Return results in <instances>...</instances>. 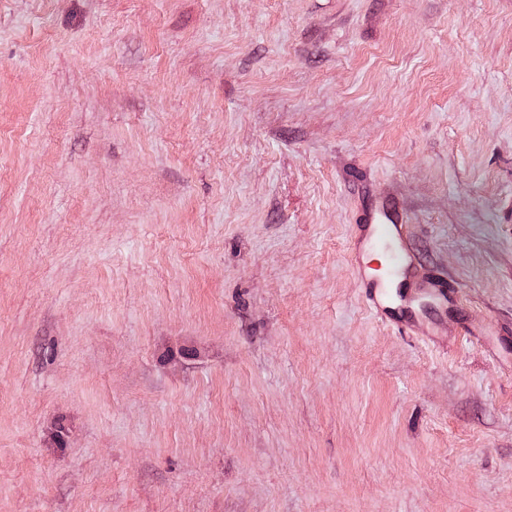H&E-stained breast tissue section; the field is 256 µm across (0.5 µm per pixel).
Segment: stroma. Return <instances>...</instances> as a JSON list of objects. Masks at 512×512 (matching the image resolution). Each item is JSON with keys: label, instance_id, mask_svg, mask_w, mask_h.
Here are the masks:
<instances>
[{"label": "stroma", "instance_id": "stroma-1", "mask_svg": "<svg viewBox=\"0 0 512 512\" xmlns=\"http://www.w3.org/2000/svg\"><path fill=\"white\" fill-rule=\"evenodd\" d=\"M511 359L512 0H0V512H512ZM366 205L352 241V271L360 281L366 302L377 316H389L400 332L429 336L425 329L448 313L446 288L421 273L410 243V219L395 200L364 192ZM371 253L383 257V276L373 275L367 266ZM430 299L429 315L418 309L419 300Z\"/></svg>", "mask_w": 512, "mask_h": 512}]
</instances>
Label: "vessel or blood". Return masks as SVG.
Listing matches in <instances>:
<instances>
[{
	"mask_svg": "<svg viewBox=\"0 0 512 512\" xmlns=\"http://www.w3.org/2000/svg\"><path fill=\"white\" fill-rule=\"evenodd\" d=\"M409 222L407 213L395 200L367 196L352 241L351 266L376 315L388 316L399 331L422 336L447 314L451 298L447 289L422 274L410 243ZM373 253L384 260L383 275H373L367 266V258ZM423 298L430 301L425 314L418 307Z\"/></svg>",
	"mask_w": 512,
	"mask_h": 512,
	"instance_id": "1",
	"label": "vessel or blood"
}]
</instances>
